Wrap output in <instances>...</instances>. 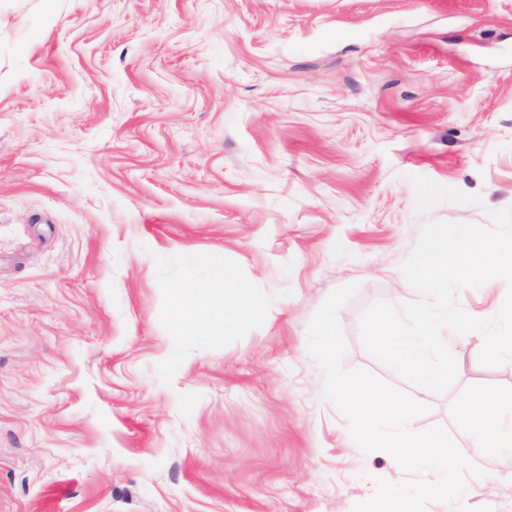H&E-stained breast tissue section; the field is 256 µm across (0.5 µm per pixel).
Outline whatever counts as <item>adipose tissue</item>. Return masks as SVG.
I'll use <instances>...</instances> for the list:
<instances>
[{"instance_id": "adipose-tissue-1", "label": "adipose tissue", "mask_w": 512, "mask_h": 512, "mask_svg": "<svg viewBox=\"0 0 512 512\" xmlns=\"http://www.w3.org/2000/svg\"><path fill=\"white\" fill-rule=\"evenodd\" d=\"M252 290L231 283L223 268L208 269L173 291L171 316L180 330L195 329L208 336L223 335L226 326L261 315ZM460 429L475 453L492 449L512 459V392L464 396L458 404Z\"/></svg>"}]
</instances>
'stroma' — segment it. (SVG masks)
I'll use <instances>...</instances> for the list:
<instances>
[{"label":"stroma","mask_w":512,"mask_h":512,"mask_svg":"<svg viewBox=\"0 0 512 512\" xmlns=\"http://www.w3.org/2000/svg\"><path fill=\"white\" fill-rule=\"evenodd\" d=\"M512 207V0H8L0 10V512H353L377 480L323 397L309 322L337 288L344 364L431 222ZM261 318L175 332L170 290L209 266ZM494 279L465 288L474 318ZM432 395L481 471L459 505L512 512V467L473 455L456 406L512 361Z\"/></svg>","instance_id":"1"}]
</instances>
